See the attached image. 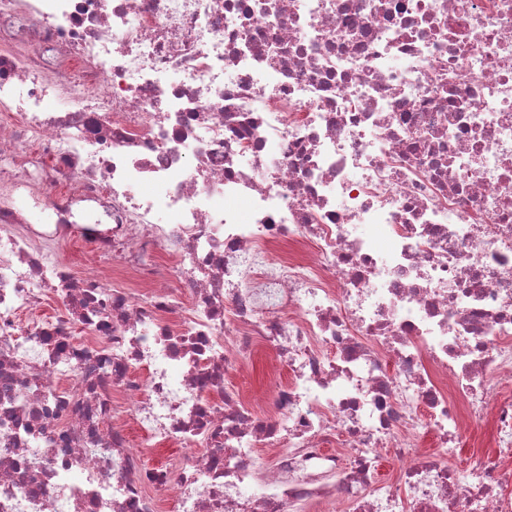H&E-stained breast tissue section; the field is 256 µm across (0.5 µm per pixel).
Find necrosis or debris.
Listing matches in <instances>:
<instances>
[{
  "instance_id": "obj_1",
  "label": "necrosis or debris",
  "mask_w": 512,
  "mask_h": 512,
  "mask_svg": "<svg viewBox=\"0 0 512 512\" xmlns=\"http://www.w3.org/2000/svg\"><path fill=\"white\" fill-rule=\"evenodd\" d=\"M506 385L512 0H0V512H512ZM54 253L66 263H69L74 271H82L96 264L108 265L111 259L92 256L88 250L78 241H67L53 247ZM272 363L270 353L258 354L246 365L248 370L236 378L235 387L245 395L262 393L269 401L273 395L275 381H281L286 377L285 371L274 367Z\"/></svg>"
}]
</instances>
